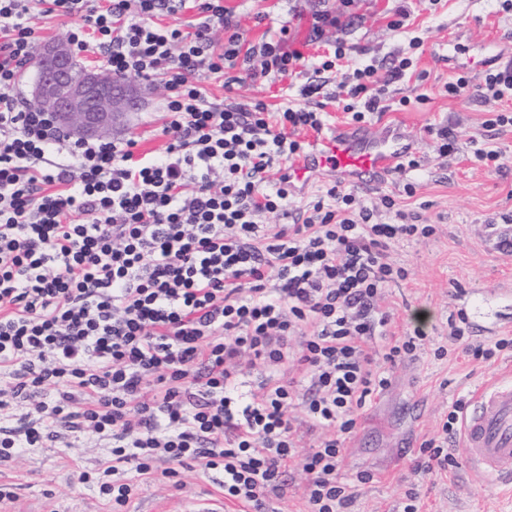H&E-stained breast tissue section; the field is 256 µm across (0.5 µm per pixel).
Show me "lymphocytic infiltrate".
Returning <instances> with one entry per match:
<instances>
[{
    "label": "lymphocytic infiltrate",
    "instance_id": "1",
    "mask_svg": "<svg viewBox=\"0 0 512 512\" xmlns=\"http://www.w3.org/2000/svg\"><path fill=\"white\" fill-rule=\"evenodd\" d=\"M190 3L191 28L169 23ZM57 17L71 20L76 54L99 55L113 76L162 78L161 155L137 156L132 139L66 143L48 113L18 107L11 91L37 23ZM288 38L284 28L247 43L224 0H0V464L90 432L112 448L100 491L113 512L140 483L181 487L190 462L222 471L225 500L265 512L295 458L308 512L351 503L341 466L360 412L426 340L419 327L392 332L380 305L407 277L389 249L434 228L390 194L357 203L339 181L289 212L286 168L304 133L324 128L320 76L349 48L339 38L308 58ZM412 66L400 55L353 65L336 84L351 123L386 112ZM310 70L303 103L275 115L260 100L211 99L202 85ZM444 89L511 97L512 63ZM247 366L265 373L258 389L245 385ZM28 400L31 412L12 413ZM462 414L461 402L449 406L416 470L456 466ZM301 419L317 435L303 454Z\"/></svg>",
    "mask_w": 512,
    "mask_h": 512
}]
</instances>
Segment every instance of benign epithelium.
Segmentation results:
<instances>
[{"mask_svg": "<svg viewBox=\"0 0 512 512\" xmlns=\"http://www.w3.org/2000/svg\"><path fill=\"white\" fill-rule=\"evenodd\" d=\"M72 58V49L63 40L38 50L33 103L51 112L57 124L76 139L112 134V127L140 106L138 90L96 68L78 70Z\"/></svg>", "mask_w": 512, "mask_h": 512, "instance_id": "benign-epithelium-1", "label": "benign epithelium"}]
</instances>
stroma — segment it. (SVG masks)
Here are the masks:
<instances>
[{
	"label": "stroma",
	"instance_id": "1",
	"mask_svg": "<svg viewBox=\"0 0 512 512\" xmlns=\"http://www.w3.org/2000/svg\"><path fill=\"white\" fill-rule=\"evenodd\" d=\"M224 5L234 11L247 41L278 37L286 25L290 47L307 56L317 52L307 43L316 9L339 16L341 36L363 64H380L405 48L409 38L421 40L415 65L424 79L394 84L389 111L373 117L365 128L378 134L388 124H400L415 141L422 165L416 171L392 173L382 189L365 191L364 196L375 198L414 184L416 193L406 199V208L435 227L428 238L392 247V259L408 276L386 294L398 330L423 325L431 348L418 360L396 365L391 387L367 403L343 463L346 477L354 481L348 512H398L411 485L421 492L423 512H512V492L466 465L445 474L412 468L421 442L438 431L449 405L469 400L473 391L495 379L512 377V350L483 361L466 356L448 340L449 317L469 312L470 300L484 298L494 301L496 335L512 336V251L491 248L485 237L486 225H512V129L494 139L504 153L500 168L470 159L473 140L485 134L484 120L490 112L512 110V99L484 100L470 93L451 98L444 90L451 76L483 58L490 41H498L503 60H512V16L499 13L496 0H441L432 10L425 0H406L410 24L406 32L397 33L386 27L389 0H354L349 6L342 0H224ZM205 85L216 99L230 92L264 101L275 112L300 100L297 86L285 81L236 84L228 90L222 79L212 78ZM145 88L142 108L128 113L112 136L136 140V154L152 157L164 151L169 139L161 133L162 82H146ZM405 96L412 102L403 107L399 100ZM438 128L454 135L456 155L435 153ZM439 346L448 350L440 360L432 353ZM109 456L107 443L92 434L20 453L13 468L0 471V484L10 485L14 493L12 500L0 503V512H112L109 497L78 481L81 473H96ZM362 470L374 472V480L356 483ZM223 479L217 470L184 469L181 489L161 482L141 486L128 512H182L187 503L219 499Z\"/></svg>",
	"mask_w": 512,
	"mask_h": 512
}]
</instances>
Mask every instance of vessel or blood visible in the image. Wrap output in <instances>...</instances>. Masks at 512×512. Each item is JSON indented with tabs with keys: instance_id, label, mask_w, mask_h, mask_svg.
Wrapping results in <instances>:
<instances>
[{
	"instance_id": "b4317fda",
	"label": "vessel or blood",
	"mask_w": 512,
	"mask_h": 512,
	"mask_svg": "<svg viewBox=\"0 0 512 512\" xmlns=\"http://www.w3.org/2000/svg\"><path fill=\"white\" fill-rule=\"evenodd\" d=\"M308 147L288 170L292 187L307 185L321 171L361 189L383 184L412 150L398 132L375 135L355 126L311 134ZM462 446L469 464L485 477L512 480V379L499 380L474 399L463 417Z\"/></svg>"
}]
</instances>
